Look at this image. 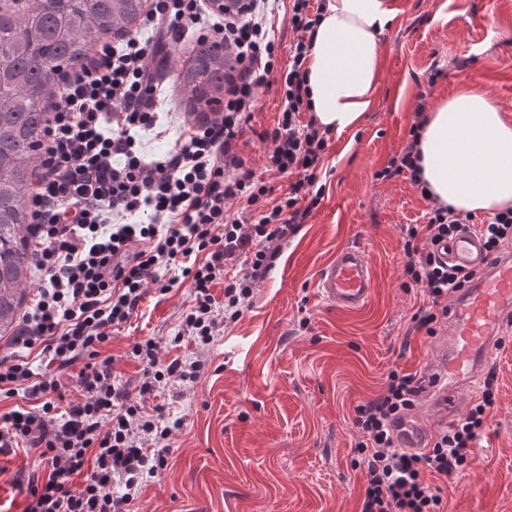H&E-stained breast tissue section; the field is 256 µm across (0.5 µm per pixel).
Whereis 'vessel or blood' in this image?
Returning a JSON list of instances; mask_svg holds the SVG:
<instances>
[{"mask_svg":"<svg viewBox=\"0 0 512 512\" xmlns=\"http://www.w3.org/2000/svg\"><path fill=\"white\" fill-rule=\"evenodd\" d=\"M448 263L478 271L470 288L453 296L448 320L440 330L434 361L424 369V391L396 434L404 448H421L438 429L447 427L475 392L501 338L512 330V253L492 257L479 234L462 232L441 246ZM374 273L364 250L348 246L322 269L317 287L324 301L339 311L354 312L369 302Z\"/></svg>","mask_w":512,"mask_h":512,"instance_id":"1","label":"vessel or blood"}]
</instances>
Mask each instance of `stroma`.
<instances>
[{
  "instance_id": "stroma-1",
  "label": "stroma",
  "mask_w": 512,
  "mask_h": 512,
  "mask_svg": "<svg viewBox=\"0 0 512 512\" xmlns=\"http://www.w3.org/2000/svg\"><path fill=\"white\" fill-rule=\"evenodd\" d=\"M394 13L380 35L382 76L374 108L356 129L330 134L320 162L322 200L286 241L249 311L206 348L196 380L170 383L147 400L183 425L170 440L168 465L144 482L131 512H359L365 478L352 466L358 438L355 407L382 393L391 370L422 371L437 352L413 332L425 305L405 289L402 228L422 224L431 201L409 179H376L398 154L414 121L418 94L431 102L467 85L492 98L512 122V0H389ZM189 41L173 47L159 108L161 136H145L148 154H166L184 128L197 124L173 81ZM282 109L279 77L260 87L253 129L239 141L255 170ZM360 245L374 270L369 303L339 312L316 282L336 251ZM167 292L148 288L130 322L102 356L137 386L142 366L134 342L155 338L160 362L195 355L178 337L192 288L180 271ZM495 404L464 471L440 480L447 512H512V342L491 361ZM39 467L33 450L0 456V512H24L16 479Z\"/></svg>"
}]
</instances>
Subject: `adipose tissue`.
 Masks as SVG:
<instances>
[{
    "label": "adipose tissue",
    "mask_w": 512,
    "mask_h": 512,
    "mask_svg": "<svg viewBox=\"0 0 512 512\" xmlns=\"http://www.w3.org/2000/svg\"><path fill=\"white\" fill-rule=\"evenodd\" d=\"M388 0H326L307 60L314 116L340 133L360 125L382 74L379 36ZM431 199L461 212L512 208V123L482 93L464 88L427 115L420 137Z\"/></svg>",
    "instance_id": "adipose-tissue-1"
}]
</instances>
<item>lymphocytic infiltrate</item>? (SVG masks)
<instances>
[{"label":"lymphocytic infiltrate","mask_w":512,"mask_h":512,"mask_svg":"<svg viewBox=\"0 0 512 512\" xmlns=\"http://www.w3.org/2000/svg\"><path fill=\"white\" fill-rule=\"evenodd\" d=\"M271 0H243L236 13L219 16L203 0H155L143 21L159 41L129 37L103 43L63 76L64 88L47 130L41 172L30 193L37 221L26 236L43 278L33 308L22 316L13 343L41 348L57 370L79 366L83 398L59 410L56 379L35 380L19 357L0 359V387L27 386L38 407L0 415V455L16 449L39 453L41 469L29 475L24 512H129L147 478L162 470L180 420L148 413L147 396L170 381H194L203 356L159 365V345L134 343L143 366L130 393L100 356L114 329L129 322L149 287L167 291L163 274L180 268L193 287L180 335L205 347L251 305L281 247L319 203V161L327 134L310 117L305 63L320 11L311 0H289L288 23L297 39L281 75L283 110L267 142L264 169L291 175L286 197L270 202L274 188L238 151L254 116L258 90L277 63L269 25ZM213 42L234 54L236 73L224 102L207 123L190 127L161 158H147L142 133L157 131L158 95L165 81L156 63L160 43L185 36ZM419 100L409 139L378 178L406 176L419 184V137L426 121ZM480 234L489 252L512 244V209L475 222L472 214L434 206L427 223L403 230L406 285L422 288L427 305L410 322L437 336L448 320V298L469 287L476 272L444 263L437 246L459 232ZM223 284L224 299L212 289ZM496 374L488 372L480 397L447 430L420 450L396 446L393 424L424 390L418 372L391 371L383 393L354 409L359 439L355 465L366 477L360 512H445L426 476L450 477L467 467L494 404Z\"/></svg>","instance_id":"lymphocytic-infiltrate-1"}]
</instances>
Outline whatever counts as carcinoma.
<instances>
[{
    "label": "carcinoma",
    "mask_w": 512,
    "mask_h": 512,
    "mask_svg": "<svg viewBox=\"0 0 512 512\" xmlns=\"http://www.w3.org/2000/svg\"><path fill=\"white\" fill-rule=\"evenodd\" d=\"M147 0H0V339L12 337L34 270L25 238L28 150L40 134L39 105L50 65L75 66L101 39L119 36L146 13ZM235 60L195 44L178 74L192 111L217 102Z\"/></svg>",
    "instance_id": "cac0c4a2"
}]
</instances>
